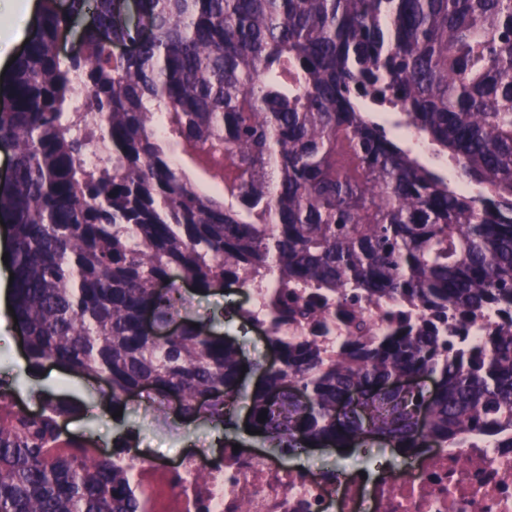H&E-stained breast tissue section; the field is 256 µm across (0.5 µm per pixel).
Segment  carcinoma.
Listing matches in <instances>:
<instances>
[{"label":"carcinoma","instance_id":"1","mask_svg":"<svg viewBox=\"0 0 512 512\" xmlns=\"http://www.w3.org/2000/svg\"><path fill=\"white\" fill-rule=\"evenodd\" d=\"M38 2L0 76V226L30 367L96 380L114 410L176 393L183 421L216 428L246 403L264 447L288 451L512 431V0H133V23L128 0ZM368 101L478 190L413 156ZM175 273L199 293L276 285L278 364L252 391L234 340L182 318ZM349 290L424 315L380 334L336 303ZM485 307L499 320L484 335H452ZM336 320L338 340L276 335ZM73 411L28 416L0 391V512H142L131 469L60 448Z\"/></svg>","mask_w":512,"mask_h":512}]
</instances>
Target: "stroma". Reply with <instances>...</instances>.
Segmentation results:
<instances>
[{
  "instance_id": "obj_1",
  "label": "stroma",
  "mask_w": 512,
  "mask_h": 512,
  "mask_svg": "<svg viewBox=\"0 0 512 512\" xmlns=\"http://www.w3.org/2000/svg\"><path fill=\"white\" fill-rule=\"evenodd\" d=\"M22 12L0 19V73L20 51L33 17L36 0H17ZM188 299L190 318L210 325L221 335L234 338L245 361L265 363L272 352L265 337L243 325L238 318L227 317L223 309L228 302L242 301L243 291L232 293L196 292L189 283H182ZM0 381L7 384L18 408H40L45 397H66L76 401L78 412L65 420L64 430L73 436H91L100 443L114 444L121 429L134 432L136 447L149 448L163 455H174L185 448H206L216 437L215 429L206 426L182 424L175 415H162L152 407V395L145 392L131 398L121 418L103 410L98 403V386L88 378L66 374L58 367L44 364L30 368L23 352L21 337L11 318L0 319Z\"/></svg>"
}]
</instances>
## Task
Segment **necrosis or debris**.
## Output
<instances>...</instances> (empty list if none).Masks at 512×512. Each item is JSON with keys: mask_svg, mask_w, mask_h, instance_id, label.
<instances>
[{"mask_svg": "<svg viewBox=\"0 0 512 512\" xmlns=\"http://www.w3.org/2000/svg\"><path fill=\"white\" fill-rule=\"evenodd\" d=\"M134 464L144 512H512V448L471 435L429 448L408 470L317 471L260 448H192L175 459L93 445Z\"/></svg>", "mask_w": 512, "mask_h": 512, "instance_id": "1", "label": "necrosis or debris"}]
</instances>
